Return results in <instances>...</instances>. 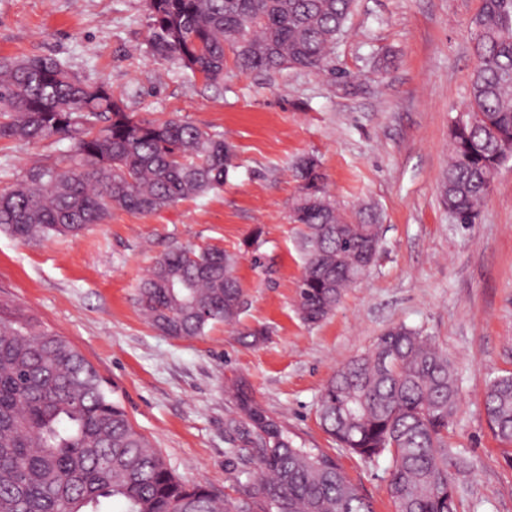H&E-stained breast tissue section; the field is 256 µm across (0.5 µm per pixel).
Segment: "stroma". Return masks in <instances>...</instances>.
Instances as JSON below:
<instances>
[{"instance_id":"obj_1","label":"stroma","mask_w":512,"mask_h":512,"mask_svg":"<svg viewBox=\"0 0 512 512\" xmlns=\"http://www.w3.org/2000/svg\"><path fill=\"white\" fill-rule=\"evenodd\" d=\"M481 0H358L334 50L335 76L245 71L227 60L210 85L155 59L145 0H0V57L48 56L81 80L107 82L128 112L183 119L224 136L235 153L222 189L149 215L113 211L76 238L23 242L0 232V315L68 340L181 479L234 493L240 466L225 392L245 381L295 442L335 454L375 512H395L390 460L337 448L319 421L338 367L396 324L433 338L454 363L460 409L448 436L458 512H512V448L491 432L488 381L512 373V161L475 223L441 204L448 126L467 104L476 64L469 21ZM69 141H0V192L32 162L62 159ZM318 160L341 211L379 224L377 260L336 311L299 316L305 263L289 218L300 159ZM217 245L236 257L237 322L196 338L152 327L138 287L156 258Z\"/></svg>"}]
</instances>
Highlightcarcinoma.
Segmentation results:
<instances>
[{
  "mask_svg": "<svg viewBox=\"0 0 512 512\" xmlns=\"http://www.w3.org/2000/svg\"><path fill=\"white\" fill-rule=\"evenodd\" d=\"M356 0H145L149 47L208 84L224 80L226 53L242 68L331 72ZM476 65L468 104L449 128L443 204L473 223L497 170L512 159V0H482L471 18ZM71 141L60 161L26 169L0 193V230L21 241L77 238L112 210L148 215L224 186L234 154L191 122L125 111L112 88L87 84L50 57L0 58V140ZM290 218L303 226L306 262L297 310L327 318L379 250L377 227L351 221L330 199L317 160L297 165ZM235 257L219 246L156 259L138 288L150 324L177 338L238 319ZM227 392L247 427L244 462L259 466L239 496L178 478L112 400L94 367L66 339L0 319V512H374L336 460L295 444L246 385ZM459 395L453 361L432 337L403 324L336 369L319 420L336 446L364 460L390 458L396 512H457L448 427ZM493 435L512 446V374L484 391Z\"/></svg>",
  "mask_w": 512,
  "mask_h": 512,
  "instance_id": "carcinoma-1",
  "label": "carcinoma"
}]
</instances>
